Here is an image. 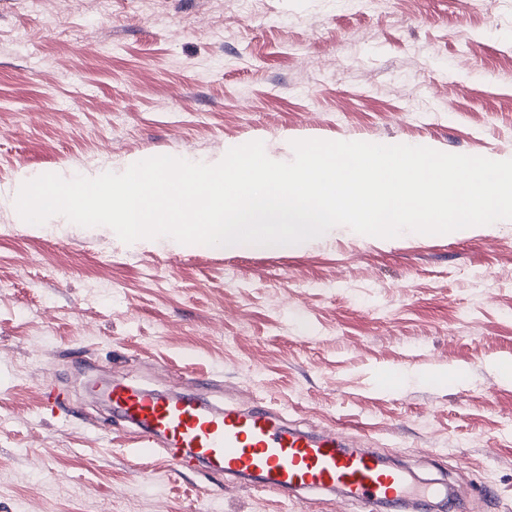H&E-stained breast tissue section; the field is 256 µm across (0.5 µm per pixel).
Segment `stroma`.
Segmentation results:
<instances>
[{"instance_id": "obj_1", "label": "stroma", "mask_w": 512, "mask_h": 512, "mask_svg": "<svg viewBox=\"0 0 512 512\" xmlns=\"http://www.w3.org/2000/svg\"><path fill=\"white\" fill-rule=\"evenodd\" d=\"M300 139L512 159V0H0V191ZM509 363L512 222L274 250L0 208V512H363L136 458L103 377L268 403L512 512Z\"/></svg>"}]
</instances>
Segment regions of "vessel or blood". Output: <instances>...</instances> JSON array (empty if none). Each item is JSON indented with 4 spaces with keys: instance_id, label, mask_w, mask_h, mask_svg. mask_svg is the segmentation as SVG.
Instances as JSON below:
<instances>
[{
    "instance_id": "obj_1",
    "label": "vessel or blood",
    "mask_w": 512,
    "mask_h": 512,
    "mask_svg": "<svg viewBox=\"0 0 512 512\" xmlns=\"http://www.w3.org/2000/svg\"><path fill=\"white\" fill-rule=\"evenodd\" d=\"M100 395L136 426L140 458L154 456L161 442L174 463H202L220 476H257L284 496L334 489L366 512L390 505L419 512L441 493L413 484L405 470L387 466L369 449L349 450L336 430L312 434L282 423L267 405L217 411L191 394L173 398L126 384Z\"/></svg>"
}]
</instances>
